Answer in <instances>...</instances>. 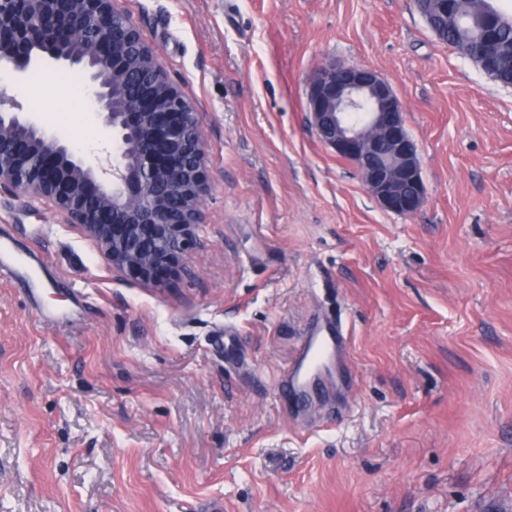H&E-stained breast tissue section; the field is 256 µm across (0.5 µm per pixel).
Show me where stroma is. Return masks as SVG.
I'll return each mask as SVG.
<instances>
[{
    "label": "stroma",
    "instance_id": "1",
    "mask_svg": "<svg viewBox=\"0 0 512 512\" xmlns=\"http://www.w3.org/2000/svg\"><path fill=\"white\" fill-rule=\"evenodd\" d=\"M118 6L198 108L199 244L147 284L0 190V237L37 271L0 279V512H512V87L415 0ZM331 61L402 100L417 212L319 140L307 79ZM39 72L25 109L96 164L88 73ZM336 314L344 383L295 410L279 373Z\"/></svg>",
    "mask_w": 512,
    "mask_h": 512
}]
</instances>
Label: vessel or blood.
Segmentation results:
<instances>
[{"label":"vessel or blood","instance_id":"obj_1","mask_svg":"<svg viewBox=\"0 0 512 512\" xmlns=\"http://www.w3.org/2000/svg\"><path fill=\"white\" fill-rule=\"evenodd\" d=\"M347 354L348 332L341 320L319 318L310 324L283 372L288 395L296 407H303L305 400L325 391L327 381L316 375V367L323 362L343 363Z\"/></svg>","mask_w":512,"mask_h":512}]
</instances>
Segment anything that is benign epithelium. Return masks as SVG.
Instances as JSON below:
<instances>
[{"label": "benign epithelium", "instance_id": "1", "mask_svg": "<svg viewBox=\"0 0 512 512\" xmlns=\"http://www.w3.org/2000/svg\"><path fill=\"white\" fill-rule=\"evenodd\" d=\"M51 61L91 73L112 161L94 168L76 159L1 84L0 189L51 201L108 262L145 282L161 264L183 267L206 191L194 104L117 0H0V72L25 78ZM307 106L320 140L356 165L381 208L410 215L424 204L403 103L377 72L321 67L308 79Z\"/></svg>", "mask_w": 512, "mask_h": 512}]
</instances>
